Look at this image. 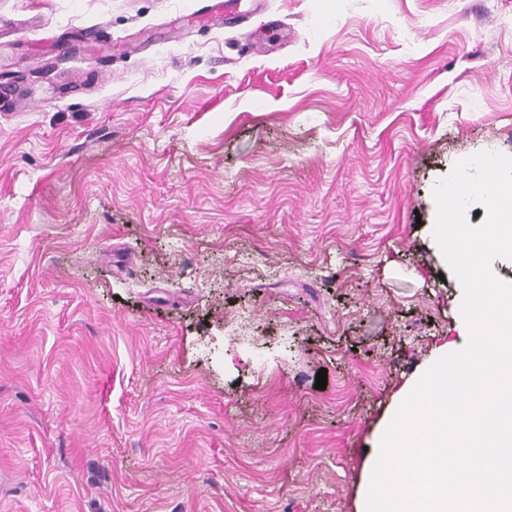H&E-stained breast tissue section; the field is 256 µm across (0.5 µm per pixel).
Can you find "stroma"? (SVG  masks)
I'll return each instance as SVG.
<instances>
[{
    "label": "stroma",
    "mask_w": 512,
    "mask_h": 512,
    "mask_svg": "<svg viewBox=\"0 0 512 512\" xmlns=\"http://www.w3.org/2000/svg\"><path fill=\"white\" fill-rule=\"evenodd\" d=\"M199 6L0 0V512H355L456 336L433 189L512 155V0Z\"/></svg>",
    "instance_id": "1"
}]
</instances>
